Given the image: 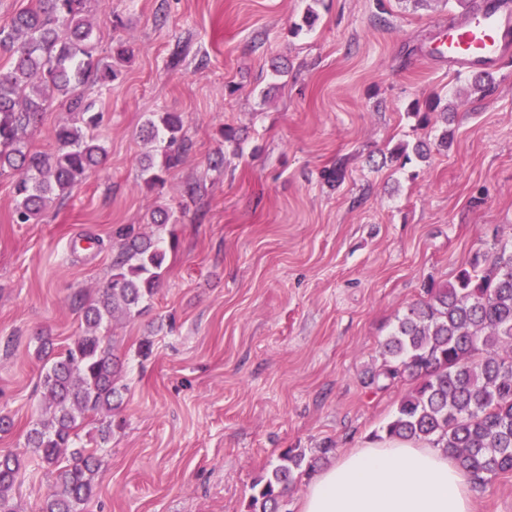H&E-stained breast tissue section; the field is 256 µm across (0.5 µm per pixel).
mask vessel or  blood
<instances>
[{"label": "vessel or blood", "instance_id": "vessel-or-blood-1", "mask_svg": "<svg viewBox=\"0 0 512 512\" xmlns=\"http://www.w3.org/2000/svg\"><path fill=\"white\" fill-rule=\"evenodd\" d=\"M436 56L453 71L503 70L512 62V0H477L438 41Z\"/></svg>", "mask_w": 512, "mask_h": 512}]
</instances>
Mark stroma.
<instances>
[{
    "label": "stroma",
    "instance_id": "35a3bbf8",
    "mask_svg": "<svg viewBox=\"0 0 512 512\" xmlns=\"http://www.w3.org/2000/svg\"><path fill=\"white\" fill-rule=\"evenodd\" d=\"M470 9L88 0L96 54L133 55L89 91L106 158L68 197L17 224L16 178L0 175V415L13 420L0 448H24L42 416L39 335L58 352L71 343L84 327L71 298L109 279L113 230L155 234L158 207L174 218L166 273L140 314L101 329L122 403L80 421L77 446L104 460L84 512H247L284 449L344 451L381 432L412 388L366 382L399 316L475 253L512 244V66L484 96L473 74L427 59ZM432 95L452 124L424 114ZM155 112L182 113L191 148L150 190L142 128ZM71 117L53 104L28 144L53 152ZM473 512H512V473L477 486Z\"/></svg>",
    "mask_w": 512,
    "mask_h": 512
}]
</instances>
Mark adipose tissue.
Instances as JSON below:
<instances>
[{"instance_id":"ef3b65f1","label":"adipose tissue","mask_w":512,"mask_h":512,"mask_svg":"<svg viewBox=\"0 0 512 512\" xmlns=\"http://www.w3.org/2000/svg\"><path fill=\"white\" fill-rule=\"evenodd\" d=\"M472 481L447 454L387 438L341 454L299 512H472Z\"/></svg>"}]
</instances>
